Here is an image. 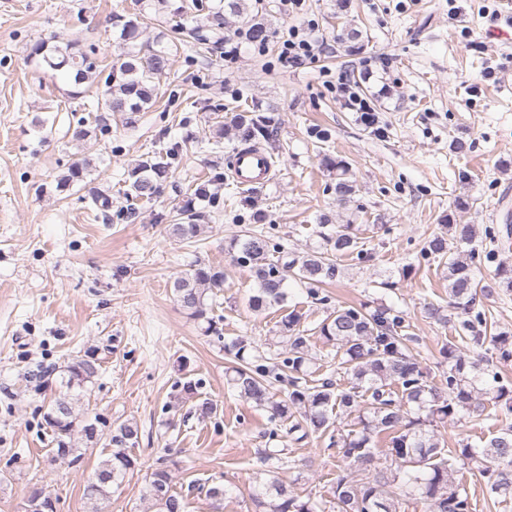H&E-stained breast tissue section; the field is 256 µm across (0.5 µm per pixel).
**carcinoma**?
<instances>
[{"mask_svg": "<svg viewBox=\"0 0 512 512\" xmlns=\"http://www.w3.org/2000/svg\"><path fill=\"white\" fill-rule=\"evenodd\" d=\"M221 2L224 24L237 23L248 40L267 42V27L248 17L246 0ZM113 23L121 28L120 37L126 49L107 70L99 68L96 59L78 44L61 46L52 36L36 40L30 46L28 59L39 67L67 75L73 85L70 96L74 99L83 96L80 87L90 78H100L104 90L97 98V110L118 114L122 123L132 126L138 114L162 96L156 79L169 69L171 46L158 37L153 45L146 46L144 53L130 48L140 38L144 25V17L139 13L116 15ZM170 31L174 42L193 52L206 40L198 24L189 27L178 20ZM269 123L268 118L260 115L249 118L238 114L217 133L222 136L233 131L242 136V141L258 144L270 141ZM183 151V146L176 143L164 150L166 161L146 159L136 163L127 171L124 197L151 200ZM322 164L336 172V200L349 202L355 185L348 178L347 163L325 154ZM87 175L86 163L76 161L57 181L56 189L64 192L83 182ZM222 183L224 174L218 172L197 185L193 196L207 200L211 207L218 209L220 195L209 192V185ZM178 212L183 219L171 225L172 236L187 242L197 240L204 229L200 221L207 215L192 210L189 202ZM327 226L325 218L319 235L327 249L302 258L289 257L283 245L263 230L247 231L232 239L230 250L235 253L236 262L250 268L257 279V288L248 300L249 309L262 312L284 304L288 298L286 282L290 278L303 284L312 299L325 305L329 297L320 295V286L333 282L339 275L336 257L354 254L361 262L371 260V253L361 245L355 225L338 224L332 230ZM474 237V225L450 224L447 233L434 235L421 250L425 259L444 260L448 270L449 307L463 316L458 335L451 337L443 348L448 369L437 380L429 378L418 356L411 351L408 345L411 337L402 334L403 312L391 308L371 312L362 306H338L315 327V334L336 345L337 353L341 354L336 369H343L351 376L352 385L347 389L339 388L331 376L317 384H307L311 363L309 337L300 330L302 316L296 312L282 316L279 321L280 337L287 347L273 362L249 354L251 345L242 338L224 344V350L237 361L230 377L232 387L244 400L270 412L274 427L268 432L269 440L296 432L301 440L327 435L328 448H338L343 461L367 472L363 482L353 480L344 472L337 475L331 499L320 501L272 478L253 496L256 512H400L402 501L414 496L425 502L428 512H473L467 490L454 479V474L465 468L485 479L487 493L495 502L512 501V424L500 426L480 448L462 442L460 447L450 449L442 445L438 434L439 426L460 420L464 411L488 418L512 414L511 381L498 380L488 389L496 410L493 415L477 402L475 380L466 373L465 353L486 341L483 334V328L487 327L486 314L474 310V305L478 293H491V288L477 280V273L481 260L492 258V253L483 254L474 247L456 253L451 251L448 240L470 244ZM273 255L277 259H271ZM222 288L224 269L202 263L191 265L173 282L177 302L190 318L205 324L204 333L208 336H221L218 321L212 316L214 306L208 299L217 296ZM491 342L499 362L505 365L512 362L511 338L498 334L491 337ZM96 373L94 354L70 358L61 380L66 392L58 394L43 415L55 445L52 461L69 466L81 461V449L96 447L104 430L110 429L108 456L100 462L93 480L84 489L92 512H100L99 503L109 498L112 484L135 469L136 461L130 449L138 443V427L132 421L113 429L100 414L88 420L75 413L81 397L72 390L85 387ZM284 382L288 383V394L281 397L273 391V386ZM332 411L338 418L358 413L359 429L347 431L334 426ZM381 436L386 440L383 451L376 448ZM381 454L390 466H377ZM143 499L149 503L151 512H185L184 496L171 490L168 459H157Z\"/></svg>", "mask_w": 512, "mask_h": 512, "instance_id": "carcinoma-1", "label": "carcinoma"}]
</instances>
